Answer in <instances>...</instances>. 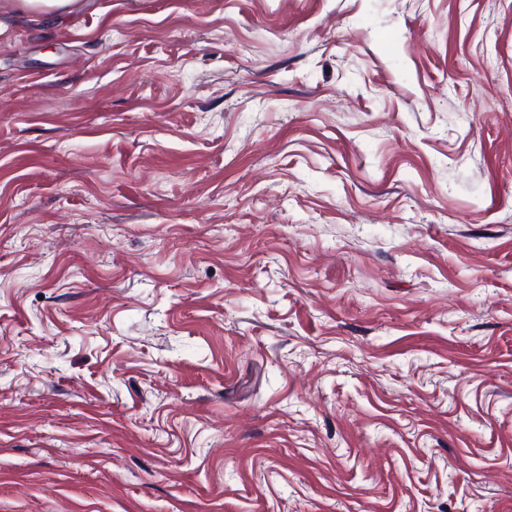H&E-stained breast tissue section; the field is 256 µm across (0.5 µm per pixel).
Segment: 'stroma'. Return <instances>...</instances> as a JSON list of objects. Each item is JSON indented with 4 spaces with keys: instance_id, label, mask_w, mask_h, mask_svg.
<instances>
[{
    "instance_id": "obj_1",
    "label": "stroma",
    "mask_w": 512,
    "mask_h": 512,
    "mask_svg": "<svg viewBox=\"0 0 512 512\" xmlns=\"http://www.w3.org/2000/svg\"><path fill=\"white\" fill-rule=\"evenodd\" d=\"M0 512H512V0L11 22Z\"/></svg>"
}]
</instances>
